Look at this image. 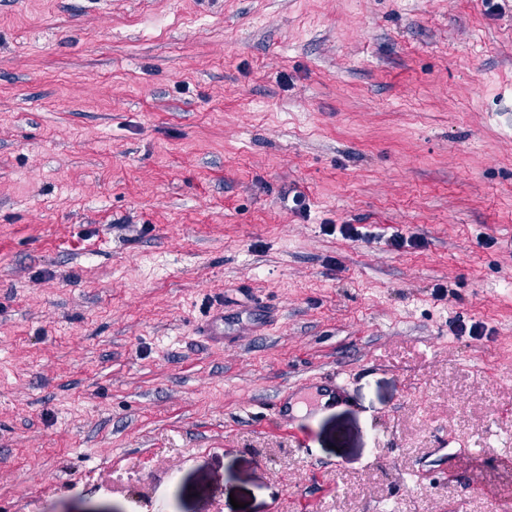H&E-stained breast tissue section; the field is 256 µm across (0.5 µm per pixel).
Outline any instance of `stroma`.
I'll list each match as a JSON object with an SVG mask.
<instances>
[{
    "label": "stroma",
    "mask_w": 512,
    "mask_h": 512,
    "mask_svg": "<svg viewBox=\"0 0 512 512\" xmlns=\"http://www.w3.org/2000/svg\"><path fill=\"white\" fill-rule=\"evenodd\" d=\"M511 489L512 0H0V512ZM198 332L207 341L215 345H224L230 336H224V309L218 308L212 315L202 323Z\"/></svg>",
    "instance_id": "1"
}]
</instances>
